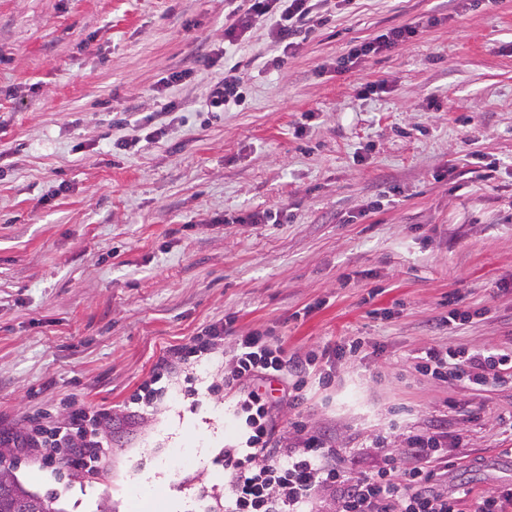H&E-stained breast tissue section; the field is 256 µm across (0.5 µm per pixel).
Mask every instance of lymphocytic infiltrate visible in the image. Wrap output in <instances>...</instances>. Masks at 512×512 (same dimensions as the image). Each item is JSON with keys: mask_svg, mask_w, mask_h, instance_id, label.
Returning a JSON list of instances; mask_svg holds the SVG:
<instances>
[{"mask_svg": "<svg viewBox=\"0 0 512 512\" xmlns=\"http://www.w3.org/2000/svg\"><path fill=\"white\" fill-rule=\"evenodd\" d=\"M354 0H224V52L245 49L251 31L268 29L272 55L266 65L281 66L292 57L312 32L324 27L336 11L349 8ZM418 34L412 25L394 27L371 40L353 44L336 61L340 70L368 62L373 57L411 41ZM422 365L439 375L467 379L484 386L486 370L496 378H512V351L473 348L451 352L432 346L425 350ZM309 360L298 356L282 358L269 347L260 332L238 340L236 368L225 377V387L240 385L242 378L272 370L285 371L293 379L289 405H299ZM245 417L247 438L244 447L224 453V466L231 472L230 495L224 512H305L316 493L334 495L338 512H512V488L495 493H477L467 486L448 491L437 488L440 476L453 460L432 436L413 435L405 450L382 448L384 464L360 476L337 468V450L321 437L309 433L301 421L294 428L303 439L296 449L284 448L275 438L272 410L275 402L268 392L253 389L238 401ZM89 411L71 408L62 427L36 426L16 436L15 447L44 449V463H52L51 451L64 447L75 469L96 471L102 444L97 434L87 433ZM409 465H402V458Z\"/></svg>", "mask_w": 512, "mask_h": 512, "instance_id": "f902f5d3", "label": "lymphocytic infiltrate"}]
</instances>
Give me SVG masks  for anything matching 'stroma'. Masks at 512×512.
<instances>
[{"label": "stroma", "mask_w": 512, "mask_h": 512, "mask_svg": "<svg viewBox=\"0 0 512 512\" xmlns=\"http://www.w3.org/2000/svg\"><path fill=\"white\" fill-rule=\"evenodd\" d=\"M410 23L413 41L336 71L352 42ZM249 41L243 102L215 117L207 79L159 80L210 54L223 76L224 0H0V428L60 426L76 404L114 418L95 474L13 447L0 467L58 512H131L151 474L182 512H224L243 430L237 390L209 387L260 331L316 358L297 407L263 382L282 444L302 419L357 473L381 466L376 441L439 431L447 485H511L512 379L451 383L419 355L512 349V0H356L276 69L252 60L265 28ZM368 83L383 93L359 97ZM264 211L276 221L250 222ZM452 295L468 321L431 332ZM352 340L358 356L322 357ZM211 349L212 347L198 344L179 348L169 355L160 358L155 365V369L158 371L159 375L160 373L164 374V372L168 374L174 367L187 364L192 357L207 354V351Z\"/></svg>", "instance_id": "stroma-1"}]
</instances>
